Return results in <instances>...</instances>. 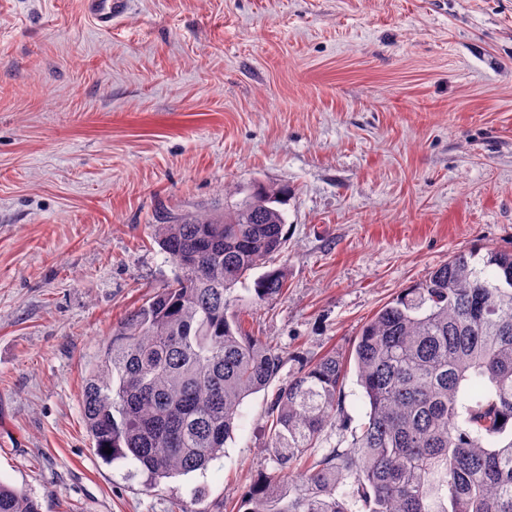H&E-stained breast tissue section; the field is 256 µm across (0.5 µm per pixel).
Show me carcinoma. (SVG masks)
I'll return each mask as SVG.
<instances>
[{
  "label": "carcinoma",
  "instance_id": "carcinoma-1",
  "mask_svg": "<svg viewBox=\"0 0 512 512\" xmlns=\"http://www.w3.org/2000/svg\"><path fill=\"white\" fill-rule=\"evenodd\" d=\"M279 203L255 183L210 213L159 218L174 279L113 326L84 377L82 416L104 461L134 464L149 486L204 470L244 399L277 377L284 351L244 332L226 293L282 252ZM285 286V269H270L254 298ZM350 355L366 419L349 425L347 357L305 363L268 411L275 472L239 512H512L511 250L451 256L380 308ZM329 428L348 446L320 451ZM0 512L41 504L0 482Z\"/></svg>",
  "mask_w": 512,
  "mask_h": 512
}]
</instances>
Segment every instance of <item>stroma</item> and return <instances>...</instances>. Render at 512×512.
Segmentation results:
<instances>
[{
    "label": "stroma",
    "instance_id": "1",
    "mask_svg": "<svg viewBox=\"0 0 512 512\" xmlns=\"http://www.w3.org/2000/svg\"><path fill=\"white\" fill-rule=\"evenodd\" d=\"M285 189L287 282L242 328L284 350L205 472L94 452L85 370L173 276L163 212ZM512 248V0H0V480L42 512H236L302 363L476 248ZM123 0H85L89 13L104 29L112 27V15L120 8Z\"/></svg>",
    "mask_w": 512,
    "mask_h": 512
}]
</instances>
